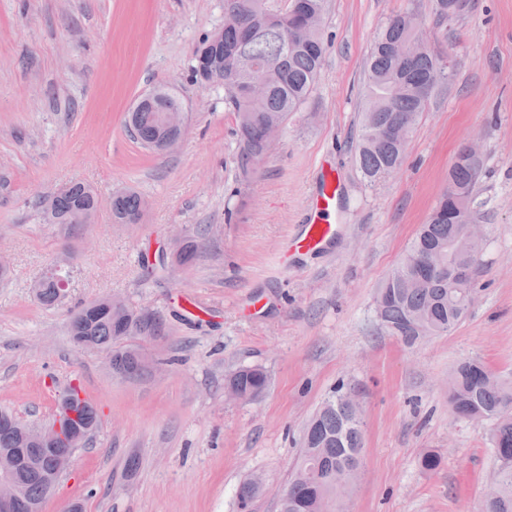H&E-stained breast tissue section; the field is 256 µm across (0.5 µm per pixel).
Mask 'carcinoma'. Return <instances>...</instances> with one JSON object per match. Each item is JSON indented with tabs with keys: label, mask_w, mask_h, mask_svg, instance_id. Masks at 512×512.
Here are the masks:
<instances>
[{
	"label": "carcinoma",
	"mask_w": 512,
	"mask_h": 512,
	"mask_svg": "<svg viewBox=\"0 0 512 512\" xmlns=\"http://www.w3.org/2000/svg\"><path fill=\"white\" fill-rule=\"evenodd\" d=\"M306 10L298 21L311 28L302 43L286 41L285 30L292 24V8L274 14L267 0H224V12L234 20L218 30L220 41L202 40L194 52L192 74L203 83L200 65H211V82L224 83V100L236 117L239 162L248 172L252 160L265 154L268 143L264 133L273 122L286 123L314 90L324 61L321 22L324 0H305ZM418 27L412 15L390 19L377 33L365 71L366 108L362 112L356 163L363 178L376 184L398 169L406 145L420 115L425 111L435 87L447 80V74L429 52L396 55L392 46L407 41ZM255 81L266 86L260 98L252 97L248 87ZM182 110L181 100L165 88L149 94V101L139 102L130 114V126L140 144L157 151L155 134L165 111ZM397 127L403 141L389 136ZM479 166L459 159L451 168L449 179L461 191L470 194ZM148 203L132 189L112 195L110 212L118 224L141 218ZM100 208L96 192L87 184L74 181L66 189L43 200L47 224H91ZM452 201L443 193L427 222L421 225L403 260L392 271L393 279L384 280L375 296V312L396 336L412 342L421 336L445 333L454 328L467 312L472 299V281L461 287L451 284L455 266L478 265L482 247L474 246L454 256L452 267L430 274L419 268L424 253L436 247H448L456 225L448 219ZM56 272L47 271L34 281L37 301L46 308L62 303L55 281ZM143 313L128 309L116 317L105 308L88 303L69 320L71 340L82 341L86 349L106 350L112 357L116 375L131 376L144 367L136 347L119 345L127 336H138ZM452 391L448 396L451 412L458 418L479 417L491 423L493 456L497 464L495 494L483 501L480 512H512V380H505L487 370L480 362H461L451 374ZM267 374L260 367L243 368L227 379L243 396L261 394L267 386ZM13 416L0 411V449L16 447L9 428ZM363 423L361 414L350 409L345 394L328 397L309 422L301 453L293 467L279 512H325L336 499L333 483L336 473L356 479L361 467ZM21 493L14 512H31L30 505L43 502L41 486L20 474ZM263 481L252 477L238 491L241 508L262 492Z\"/></svg>",
	"instance_id": "1"
}]
</instances>
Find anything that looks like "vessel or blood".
Returning <instances> with one entry per match:
<instances>
[{"instance_id": "1", "label": "vessel or blood", "mask_w": 512, "mask_h": 512, "mask_svg": "<svg viewBox=\"0 0 512 512\" xmlns=\"http://www.w3.org/2000/svg\"><path fill=\"white\" fill-rule=\"evenodd\" d=\"M340 201L341 186L334 171H321L318 191L313 202L315 216L293 239V249L315 252L324 249L335 240L338 226L332 223L331 217L338 211Z\"/></svg>"}]
</instances>
